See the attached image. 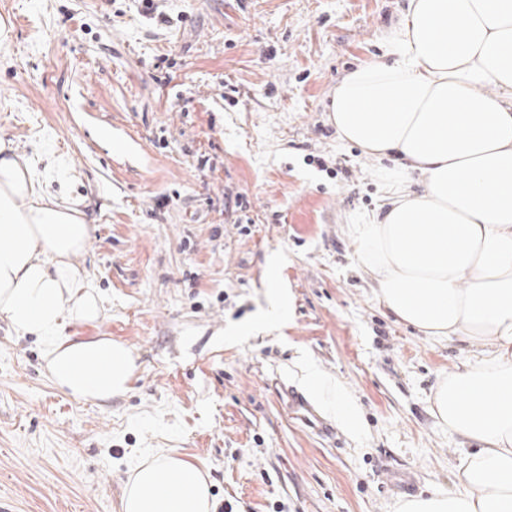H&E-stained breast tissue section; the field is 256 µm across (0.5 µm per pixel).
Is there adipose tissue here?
Instances as JSON below:
<instances>
[{"label":"adipose tissue","mask_w":512,"mask_h":512,"mask_svg":"<svg viewBox=\"0 0 512 512\" xmlns=\"http://www.w3.org/2000/svg\"><path fill=\"white\" fill-rule=\"evenodd\" d=\"M384 50L386 62L350 72L332 100L340 139L394 162L382 171L381 213L352 227L355 255L399 320L480 344L432 399L475 450L453 490L399 512H512V0H408ZM79 206L0 142V316L41 342L56 386L103 403L128 391L137 366L124 344L62 334L64 320L103 309L71 263L91 233ZM216 509L201 468L173 451L144 454L121 497V512Z\"/></svg>","instance_id":"ef3b65f1"}]
</instances>
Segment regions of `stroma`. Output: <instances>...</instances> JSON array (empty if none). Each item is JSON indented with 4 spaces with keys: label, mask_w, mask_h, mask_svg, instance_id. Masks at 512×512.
Masks as SVG:
<instances>
[{
    "label": "stroma",
    "mask_w": 512,
    "mask_h": 512,
    "mask_svg": "<svg viewBox=\"0 0 512 512\" xmlns=\"http://www.w3.org/2000/svg\"><path fill=\"white\" fill-rule=\"evenodd\" d=\"M406 4L0 0V139L91 226L72 262L104 312L63 333L137 362L124 395L79 400L0 317V512H121L133 465L169 449L218 512H397L453 488L472 447L432 398L479 344L432 341L373 292L350 228L379 211L383 163L330 112L345 75L385 62ZM311 364L332 441L273 391L306 388Z\"/></svg>",
    "instance_id": "stroma-1"
}]
</instances>
